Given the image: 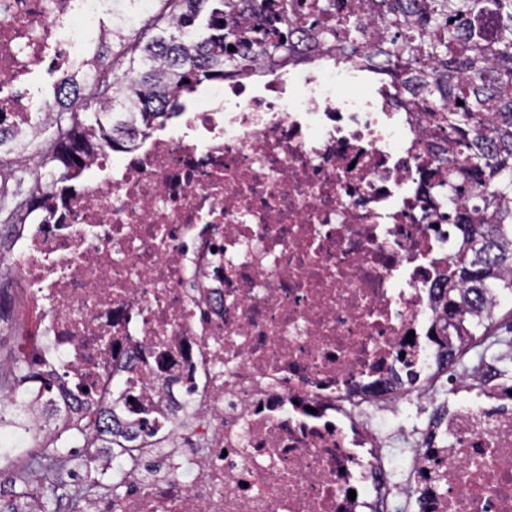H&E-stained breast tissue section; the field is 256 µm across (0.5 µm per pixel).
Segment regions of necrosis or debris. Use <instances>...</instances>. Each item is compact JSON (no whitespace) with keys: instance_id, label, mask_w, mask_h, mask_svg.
I'll return each mask as SVG.
<instances>
[{"instance_id":"1","label":"necrosis or debris","mask_w":512,"mask_h":512,"mask_svg":"<svg viewBox=\"0 0 512 512\" xmlns=\"http://www.w3.org/2000/svg\"><path fill=\"white\" fill-rule=\"evenodd\" d=\"M109 0H0V178L123 47ZM426 112L324 48L205 86L136 154L96 151L53 219L0 256L38 313L26 419L105 416L80 476L133 459L83 512H512V378L439 307L460 236ZM468 370L448 375V354ZM453 396L440 399L444 380ZM424 421L388 436L381 414Z\"/></svg>"}]
</instances>
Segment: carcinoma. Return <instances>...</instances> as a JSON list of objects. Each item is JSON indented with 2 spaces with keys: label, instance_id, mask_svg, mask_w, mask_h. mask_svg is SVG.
I'll use <instances>...</instances> for the list:
<instances>
[{
  "label": "carcinoma",
  "instance_id": "1",
  "mask_svg": "<svg viewBox=\"0 0 512 512\" xmlns=\"http://www.w3.org/2000/svg\"><path fill=\"white\" fill-rule=\"evenodd\" d=\"M281 2V13L301 14L309 23L305 40L331 45L366 69L388 72L398 93L421 96L433 128L448 145L449 218L461 234V245L448 265L445 310L448 328L457 336H490L499 328L498 311L474 319L470 303L486 293H512V0H354L341 28L322 18L340 14L342 0H167L157 16L175 33L152 36L130 48L124 72L90 93L84 109L95 107L90 119L77 112H52L31 141L45 169L63 183L78 174L85 160L100 148L131 151L139 136L179 115L173 91L190 93L204 81L224 78V67H242L241 47L247 40L241 18L262 13L266 2ZM387 33L371 49L360 46L364 36L361 11ZM261 32L288 45L289 32L277 27L276 14L265 17ZM234 49H229V46ZM137 111L140 124L124 128L114 116L115 105ZM481 199V216L464 197ZM34 193L19 201L0 222V251L23 216L40 213ZM14 372L0 369V398L22 404V375L35 374L24 359L0 353ZM97 422L66 417L61 427L32 434L33 447L16 452L31 470L53 472L64 448H93L90 432Z\"/></svg>",
  "mask_w": 512,
  "mask_h": 512
}]
</instances>
